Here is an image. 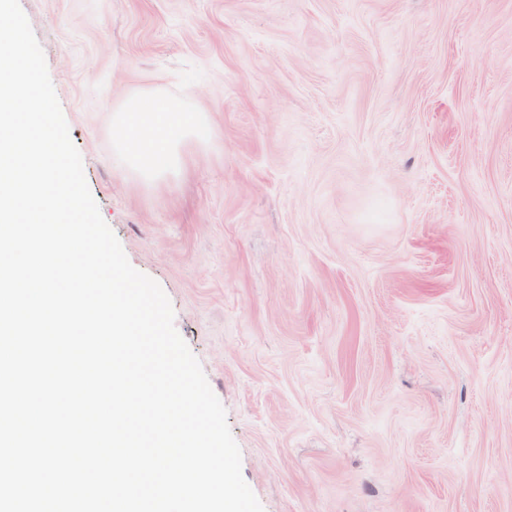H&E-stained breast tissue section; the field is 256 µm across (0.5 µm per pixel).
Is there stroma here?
Listing matches in <instances>:
<instances>
[{
  "label": "stroma",
  "instance_id": "35a3bbf8",
  "mask_svg": "<svg viewBox=\"0 0 512 512\" xmlns=\"http://www.w3.org/2000/svg\"><path fill=\"white\" fill-rule=\"evenodd\" d=\"M20 6L264 512H512V0ZM144 94L209 129L155 179ZM113 128L120 130L117 147L143 176L152 178L175 166L171 143L197 128L198 113L179 100H162L149 95L129 99L112 114Z\"/></svg>",
  "mask_w": 512,
  "mask_h": 512
}]
</instances>
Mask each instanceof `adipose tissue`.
I'll use <instances>...</instances> for the list:
<instances>
[{
    "label": "adipose tissue",
    "instance_id": "1",
    "mask_svg": "<svg viewBox=\"0 0 512 512\" xmlns=\"http://www.w3.org/2000/svg\"><path fill=\"white\" fill-rule=\"evenodd\" d=\"M112 125L121 132L118 149L143 176L152 178L174 167L171 143L198 127L199 118L181 101L141 95L113 113Z\"/></svg>",
    "mask_w": 512,
    "mask_h": 512
}]
</instances>
